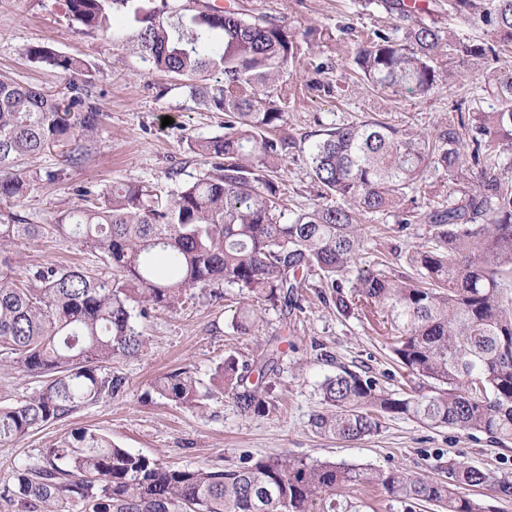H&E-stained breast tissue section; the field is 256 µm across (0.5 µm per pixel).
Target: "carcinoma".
Masks as SVG:
<instances>
[{"label":"carcinoma","instance_id":"cac0c4a2","mask_svg":"<svg viewBox=\"0 0 512 512\" xmlns=\"http://www.w3.org/2000/svg\"><path fill=\"white\" fill-rule=\"evenodd\" d=\"M66 5L79 30L112 32V42L131 57L182 82L208 111L224 113V134L190 142L191 151L215 161L214 173L180 191L161 197L128 181L50 225L72 231L82 247L102 256L112 280L75 267L17 274L0 258V352L18 371L46 377L33 396L0 406V442L19 441L86 403L122 395L126 379L111 364L142 352L135 316L176 308L189 288L222 285L248 299L236 329L249 333L259 320L251 301L268 302L288 319L302 310L304 290L329 288L337 312L381 318L396 360L412 379L433 383L426 393L390 394L343 370L321 384L328 409L310 418L316 432L357 441L378 433L382 420L406 416L512 440V182L498 172L501 146L512 141V76L497 78L491 90L497 111H459L431 131L374 115L324 129L308 147L322 202L298 211L284 206L272 180L274 162L296 145L291 136H269L285 124L283 76L299 51L284 22L208 0ZM376 5L396 16L395 24L373 30L353 60L387 97L433 90L443 43L450 68L512 45V0H448V17L486 34L468 43L444 34L426 5ZM27 55L69 76L68 93L54 96L0 75V204L19 201L36 180L26 159L59 145L68 148L67 162L84 161V141L102 116L91 102L83 60L48 44ZM431 164L461 184L460 196L423 213L403 212L400 230L425 227L426 241L408 254L415 275L359 267L360 217L400 210ZM43 229L10 213L0 221V253ZM260 349L254 366L228 357L217 368L224 393L249 416L272 407L251 375L276 373L278 348L267 339ZM151 388L176 403L202 397L187 368L156 377ZM361 484L445 512H495L462 492L466 487L512 496L511 482L458 463L448 464L446 482L288 455L248 458L228 470L185 469L83 429L27 462L0 488V498L24 512H60L57 506L69 501L82 503L84 512H357L347 490Z\"/></svg>","mask_w":512,"mask_h":512}]
</instances>
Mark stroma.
<instances>
[{
	"label": "stroma",
	"mask_w": 512,
	"mask_h": 512,
	"mask_svg": "<svg viewBox=\"0 0 512 512\" xmlns=\"http://www.w3.org/2000/svg\"><path fill=\"white\" fill-rule=\"evenodd\" d=\"M244 13L284 21L302 43L286 81L290 99L283 134L296 148L281 158L277 182L291 205L311 209L321 189L306 162V148L319 131L366 112H380L403 128L432 130L451 113L492 112L493 96L484 95V70L512 73V52L488 58L484 68L467 64L449 67L439 55L441 77L425 96L391 101L374 96L355 72L352 57L364 33L391 26L390 16L361 0H236ZM43 43L85 60L93 94L103 112L96 133L85 143L86 159L70 166L61 148L54 147L29 162L35 171L58 170L61 179L34 183L17 204L0 205V214L20 212L29 223L52 224L83 206L81 190L100 199L113 186L134 181L165 196L212 172L213 161L192 153L198 137L223 133L224 115L196 104L179 82L132 58L102 33L79 32L65 17V0H0V73L24 84L58 92L68 78L31 62L28 47ZM171 117L163 125V117ZM177 178H170V171ZM400 216L388 212L366 217L365 251L361 264L375 270L378 261L409 272L407 255L423 240L422 225L398 228ZM15 271L36 265L81 266L102 278L112 267L74 239L48 233L10 250ZM243 299L238 290L222 287L220 297L209 290L188 289L173 310L158 309L139 319L146 344L142 354L120 360L114 369L128 382L125 393L82 405L68 417L41 426L18 442L0 443V486L11 483L18 468L43 455L79 429L108 435L130 452L181 468H232L246 458L288 454L329 460L364 468L399 469L433 481L445 480L449 463L457 462L512 482V442L498 444L481 433L452 427L431 428L412 418H389L378 434L356 442L340 441L315 432L310 417L324 411L320 385L346 367L375 379L390 393L408 382L388 340L371 321L357 313L339 314L330 294L309 289L296 320L284 321L279 310L262 313L257 335L237 331L235 319ZM281 340L280 370L272 379L269 414L242 415L233 400L213 387V373L225 358L253 361L258 339ZM187 367L200 382L202 400L196 405L175 403L154 394L158 375Z\"/></svg>",
	"instance_id": "stroma-1"
}]
</instances>
